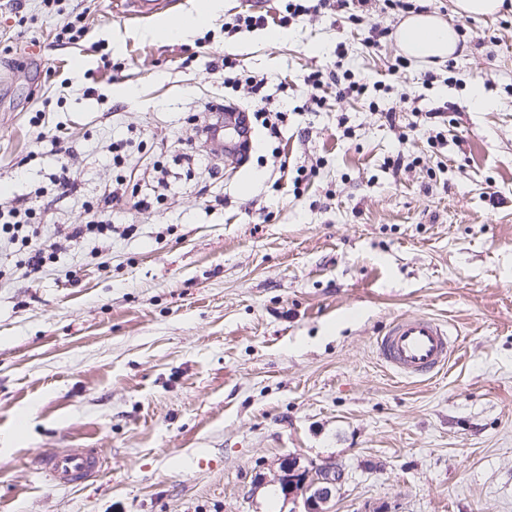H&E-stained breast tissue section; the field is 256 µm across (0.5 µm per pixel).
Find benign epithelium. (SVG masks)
<instances>
[{
    "label": "benign epithelium",
    "instance_id": "benign-epithelium-1",
    "mask_svg": "<svg viewBox=\"0 0 512 512\" xmlns=\"http://www.w3.org/2000/svg\"><path fill=\"white\" fill-rule=\"evenodd\" d=\"M277 483L284 497L304 500L305 512H332L335 497L336 467L332 465L306 466L297 458L285 460Z\"/></svg>",
    "mask_w": 512,
    "mask_h": 512
}]
</instances>
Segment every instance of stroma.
I'll list each match as a JSON object with an SVG mask.
<instances>
[{
	"instance_id": "stroma-1",
	"label": "stroma",
	"mask_w": 512,
	"mask_h": 512,
	"mask_svg": "<svg viewBox=\"0 0 512 512\" xmlns=\"http://www.w3.org/2000/svg\"><path fill=\"white\" fill-rule=\"evenodd\" d=\"M428 8L463 27L464 54L394 75L396 41L364 39L401 18L376 8L302 16L272 42L282 0H224L172 41L111 0H0V204L35 201L48 239L116 176L150 203L34 274L0 241V512H303L268 485L288 456L343 470L334 512H512V6ZM248 12L265 25L225 30ZM79 13L84 37L56 41ZM227 51L288 113L277 140L253 124L241 167L237 135L200 145L194 120L224 98L210 62ZM338 67L386 84L399 126L332 84L303 110L301 75ZM408 313L461 341L420 382L375 351ZM57 448L98 449L104 470L55 486L33 463ZM451 11L457 17L492 16L497 14L505 0H450Z\"/></svg>"
}]
</instances>
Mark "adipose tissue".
<instances>
[{"label":"adipose tissue","mask_w":512,"mask_h":512,"mask_svg":"<svg viewBox=\"0 0 512 512\" xmlns=\"http://www.w3.org/2000/svg\"><path fill=\"white\" fill-rule=\"evenodd\" d=\"M400 50L417 61L440 63L455 56L459 37L455 27L438 14H409L396 31Z\"/></svg>","instance_id":"obj_1"}]
</instances>
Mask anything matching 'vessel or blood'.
I'll return each instance as SVG.
<instances>
[{"instance_id":"1","label":"vessel or blood","mask_w":512,"mask_h":512,"mask_svg":"<svg viewBox=\"0 0 512 512\" xmlns=\"http://www.w3.org/2000/svg\"><path fill=\"white\" fill-rule=\"evenodd\" d=\"M127 16L146 20L163 10V0H119ZM460 347V339L440 319L409 314L394 320L376 339L379 361L405 380L431 377L447 367ZM39 472L59 487H74L97 477L103 467L91 448H62L37 459Z\"/></svg>"}]
</instances>
